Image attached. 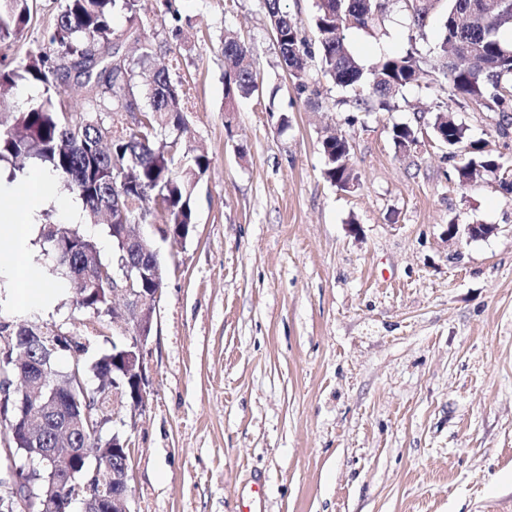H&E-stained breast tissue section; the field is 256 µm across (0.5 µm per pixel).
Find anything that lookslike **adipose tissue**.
<instances>
[{"mask_svg":"<svg viewBox=\"0 0 512 512\" xmlns=\"http://www.w3.org/2000/svg\"><path fill=\"white\" fill-rule=\"evenodd\" d=\"M0 191L14 201L0 208V277L10 290L8 300L24 308L46 304L55 290L29 261L25 246L38 231L39 211L54 199L53 179L34 169L10 182L0 179Z\"/></svg>","mask_w":512,"mask_h":512,"instance_id":"obj_1","label":"adipose tissue"}]
</instances>
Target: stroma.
<instances>
[{"instance_id":"stroma-1","label":"stroma","mask_w":512,"mask_h":512,"mask_svg":"<svg viewBox=\"0 0 512 512\" xmlns=\"http://www.w3.org/2000/svg\"><path fill=\"white\" fill-rule=\"evenodd\" d=\"M64 0H36L10 56L46 55L74 115L112 122L111 93L92 94L48 38ZM142 28L114 16L127 62L149 45L187 92L182 149L210 167L194 189L182 242L158 241L163 288L144 350L151 380L130 433L131 512H238L262 480L265 512H512V193L493 175L460 185L433 134L410 151L392 128H428L448 101L438 45L447 0L417 29L389 0L372 29L349 28L362 64L416 45L423 74L386 111L360 112L353 91L310 69L297 92L260 0H139ZM250 47L259 89L224 118V35ZM468 140L512 170L498 115L455 107ZM346 137L358 175H325L322 141ZM77 219L55 207L39 224L112 240L56 180ZM451 224H492L487 238L446 239ZM0 321L47 322L80 335L84 369L119 335L79 309L0 306Z\"/></svg>"}]
</instances>
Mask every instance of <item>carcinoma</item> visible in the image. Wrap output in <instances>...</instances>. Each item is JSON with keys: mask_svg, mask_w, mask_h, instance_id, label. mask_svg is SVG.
<instances>
[{"mask_svg": "<svg viewBox=\"0 0 512 512\" xmlns=\"http://www.w3.org/2000/svg\"><path fill=\"white\" fill-rule=\"evenodd\" d=\"M389 0H317L314 26L318 33V70L322 76L341 87L358 90L355 100L361 112L377 106L386 107L400 90L417 82L422 72L415 45L397 56L381 57L367 67L345 45L344 31L350 27L375 26L386 11ZM477 0H448L444 24L445 34L439 44L441 56L447 60L444 76L448 82L449 100L483 105L501 115L499 131L508 134L507 120L512 116V45L503 42L500 33L512 29V3L485 16L474 10ZM272 34L279 48L282 66L304 92L312 53L302 30L281 8V0H263ZM33 0H0V51H7L17 41L28 23ZM137 13L136 0H65L57 16L52 34L62 54L72 57L73 67L85 83L96 90L112 92V126L106 128L89 116L75 118L59 109L54 97L60 95L54 65L41 56L23 66L0 64V112L21 82L38 83L42 98L30 103L16 115H0V159L31 160L51 169L72 187L84 207L107 218L108 235L120 234V225L147 223L158 214L170 231L182 236L194 224L191 196L197 178L209 167L204 155L184 160L176 158L181 136L188 133L183 104L184 92L175 85L169 70L157 69L145 95L148 108L142 119L133 123L124 114L133 111L134 73L128 67H113L111 52L112 16L115 11ZM259 88L258 73L248 46L233 36L224 37L225 123H231L235 105ZM434 133H448L443 144L448 154L465 144L466 129L448 110L439 111L431 124ZM394 142L408 148L418 142L417 131L402 125L393 127ZM328 179L344 190L357 179L351 163V151L336 136L322 142ZM469 158L456 168L458 181L471 183L485 173L500 170L499 162L480 147L466 144ZM44 251L54 255L63 251L71 257V268L65 278L77 306L100 321L112 316V266L101 262L96 245L77 230L54 234L44 226ZM103 268L105 278L95 288L76 279L85 265ZM48 336L47 344L55 354L79 352L80 337L71 334L56 337L55 326L40 324ZM20 340L12 348L10 361L0 359V390L15 433L10 445L18 453L36 457V447L28 432L18 424L17 405L23 391L13 390V377L18 368L13 363L24 350ZM99 380L97 387L87 389L90 402L112 409V352L103 354L94 364ZM73 447L85 448L104 461L96 476L83 480V496L98 503L112 493V439L95 429H85Z\"/></svg>", "mask_w": 512, "mask_h": 512, "instance_id": "obj_1", "label": "carcinoma"}]
</instances>
